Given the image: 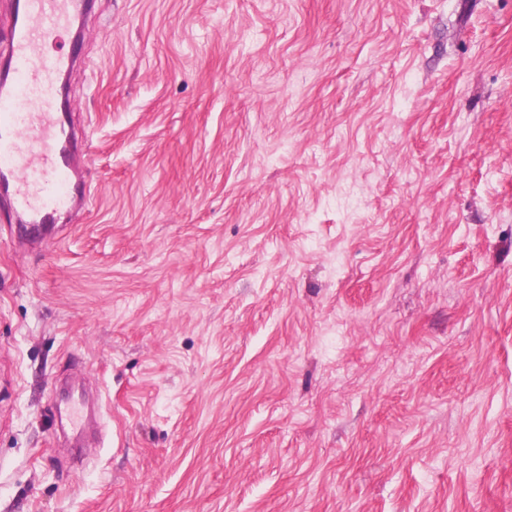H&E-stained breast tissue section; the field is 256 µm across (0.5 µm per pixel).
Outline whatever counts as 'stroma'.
Here are the masks:
<instances>
[{
    "label": "stroma",
    "mask_w": 512,
    "mask_h": 512,
    "mask_svg": "<svg viewBox=\"0 0 512 512\" xmlns=\"http://www.w3.org/2000/svg\"><path fill=\"white\" fill-rule=\"evenodd\" d=\"M86 203L0 221V512H512V0H95Z\"/></svg>",
    "instance_id": "stroma-1"
}]
</instances>
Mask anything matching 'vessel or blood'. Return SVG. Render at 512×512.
<instances>
[{"instance_id": "b4317fda", "label": "vessel or blood", "mask_w": 512, "mask_h": 512, "mask_svg": "<svg viewBox=\"0 0 512 512\" xmlns=\"http://www.w3.org/2000/svg\"><path fill=\"white\" fill-rule=\"evenodd\" d=\"M89 0H13L0 43V197L8 223L52 227L84 196L73 182V129L58 89L75 55L58 51Z\"/></svg>"}]
</instances>
